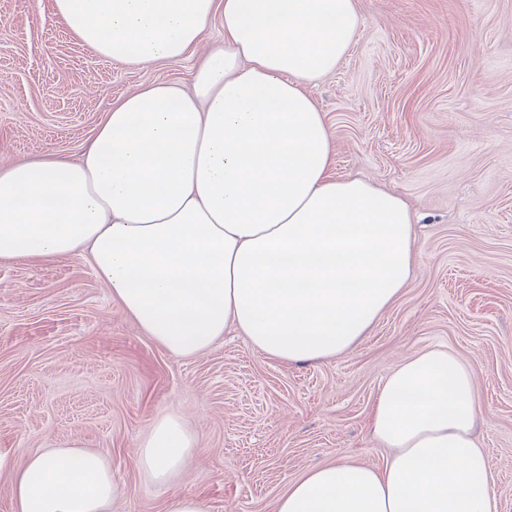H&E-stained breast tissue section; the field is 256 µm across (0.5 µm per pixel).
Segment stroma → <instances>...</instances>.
Returning <instances> with one entry per match:
<instances>
[{"mask_svg":"<svg viewBox=\"0 0 512 512\" xmlns=\"http://www.w3.org/2000/svg\"><path fill=\"white\" fill-rule=\"evenodd\" d=\"M361 34L308 84L335 143L332 172L402 196L417 224L413 278L350 350L288 363L229 332L180 358L146 336L88 260L0 261V512L28 455L64 443L99 452L122 512H167L172 489L133 465L155 418L199 436L177 489L208 512H275L311 467L382 465L370 431L399 364L453 351L475 375L474 438L497 512H512V0H356ZM211 25L173 64L94 54L52 0H0V166L48 151L77 159L118 98L176 80L222 43Z\"/></svg>","mask_w":512,"mask_h":512,"instance_id":"stroma-1","label":"stroma"}]
</instances>
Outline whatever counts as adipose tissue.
<instances>
[{
    "label": "adipose tissue",
    "instance_id": "1",
    "mask_svg": "<svg viewBox=\"0 0 512 512\" xmlns=\"http://www.w3.org/2000/svg\"><path fill=\"white\" fill-rule=\"evenodd\" d=\"M84 45L122 64L175 63L214 20L222 44L192 91L151 84L106 112L79 160L47 152L0 167V261L84 253L112 299L168 353L232 328L285 362L327 360L368 332L415 273L404 199L330 173L334 143L306 83L358 38L356 0H53ZM478 394L457 355L429 349L382 384L372 433L382 466L306 471L276 512H497L473 429ZM198 441L156 418L135 463L172 486ZM122 487L77 446L32 455L14 512H111Z\"/></svg>",
    "mask_w": 512,
    "mask_h": 512
}]
</instances>
